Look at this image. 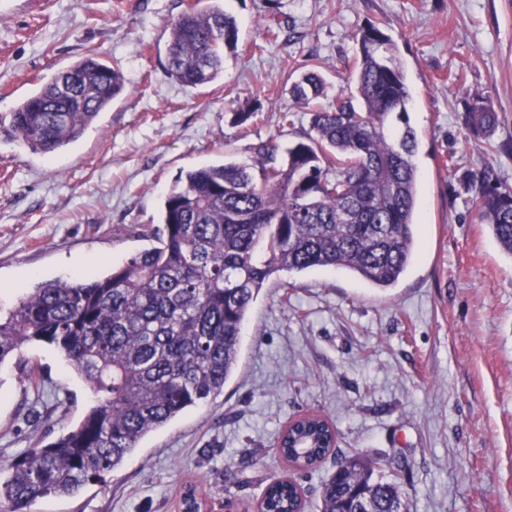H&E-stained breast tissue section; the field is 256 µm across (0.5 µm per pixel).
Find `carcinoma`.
Listing matches in <instances>:
<instances>
[{"instance_id":"1","label":"carcinoma","mask_w":512,"mask_h":512,"mask_svg":"<svg viewBox=\"0 0 512 512\" xmlns=\"http://www.w3.org/2000/svg\"><path fill=\"white\" fill-rule=\"evenodd\" d=\"M238 39L224 10L192 7L172 24L165 73L185 86L210 84ZM357 44L361 107L338 97L311 113V134L288 148L282 164L269 143L256 163L187 171L165 197L163 227L145 234L152 247L102 278L45 282L0 308V364L26 345H52L95 398L69 431L0 465V512H28L40 498L103 480L147 434L223 392L239 365L245 321L275 273L331 267L382 290L403 277L419 227L410 93L380 27L359 30ZM123 89L120 69L92 51L23 98L0 126L32 152L53 154L76 142ZM325 92L315 72L290 87L305 104ZM465 120L488 137L499 117L474 96ZM468 184L481 222L511 255L512 190L488 169ZM279 438L286 462L313 464L336 433L309 414ZM363 496L375 512H407L401 483L375 476L373 464L355 455L340 458L323 483L321 512H351ZM264 499L268 512L303 507L283 481L269 483Z\"/></svg>"}]
</instances>
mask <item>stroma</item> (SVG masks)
Listing matches in <instances>:
<instances>
[{
	"mask_svg": "<svg viewBox=\"0 0 512 512\" xmlns=\"http://www.w3.org/2000/svg\"><path fill=\"white\" fill-rule=\"evenodd\" d=\"M196 0H0V114L53 72L95 51L124 76L111 108L52 158L0 131V308L47 280L101 278L151 247L181 172L258 160L260 145L305 139L310 109L289 88L320 73L327 95L355 94L358 30L392 38L419 148L417 246L386 290L319 268L281 271L255 302L241 361L221 394L148 434L104 481L30 512H181L196 485L207 512H254L267 478L289 475L305 512L339 455L397 475L408 512H512V257L480 222L467 173L491 168L512 188V0H221L240 30L224 76L204 87L166 77L164 45ZM279 19L278 38L261 20ZM484 96L500 122L465 123ZM261 108L246 123L234 110ZM294 115L293 125L281 122ZM53 346L0 364V462L40 448L93 405ZM317 413L336 447L288 468L275 444Z\"/></svg>",
	"mask_w": 512,
	"mask_h": 512,
	"instance_id": "35a3bbf8",
	"label": "stroma"
}]
</instances>
